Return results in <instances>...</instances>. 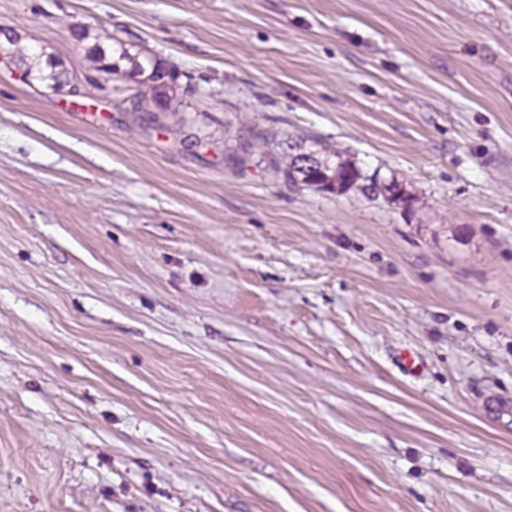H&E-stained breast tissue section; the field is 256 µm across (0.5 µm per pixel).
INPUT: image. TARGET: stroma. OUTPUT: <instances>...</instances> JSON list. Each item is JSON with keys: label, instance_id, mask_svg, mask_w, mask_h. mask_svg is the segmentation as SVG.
I'll use <instances>...</instances> for the list:
<instances>
[{"label": "stroma", "instance_id": "stroma-1", "mask_svg": "<svg viewBox=\"0 0 512 512\" xmlns=\"http://www.w3.org/2000/svg\"><path fill=\"white\" fill-rule=\"evenodd\" d=\"M108 31L173 69L158 128ZM12 32L79 93L0 65V512H512V0H0ZM257 132L413 207L234 161Z\"/></svg>", "mask_w": 512, "mask_h": 512}]
</instances>
